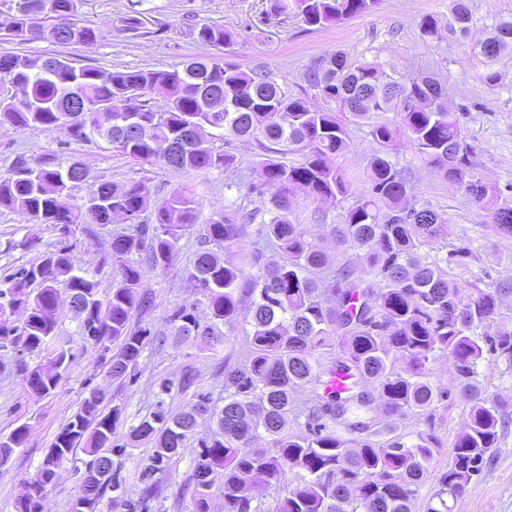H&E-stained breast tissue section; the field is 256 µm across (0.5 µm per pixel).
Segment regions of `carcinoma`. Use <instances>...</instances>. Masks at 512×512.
Listing matches in <instances>:
<instances>
[{
  "mask_svg": "<svg viewBox=\"0 0 512 512\" xmlns=\"http://www.w3.org/2000/svg\"><path fill=\"white\" fill-rule=\"evenodd\" d=\"M383 0H271L270 8L297 11L301 22L318 30L342 19L372 14ZM0 27L19 42L45 40L59 45L92 43L97 31L74 22L77 0H0ZM472 15L467 0H450L448 31L466 37ZM441 20L424 15L422 37H438ZM197 40L220 48L236 34L217 24H202ZM479 46L483 56L498 58L512 49V20L491 26ZM323 106L310 108L300 94L286 92L267 71L240 64H220L192 57L173 70L105 71L75 67L59 57L33 58L0 54V131L66 126L76 141L102 139L112 149L139 162L160 163L188 176L213 169L231 170L235 139H253L262 153L257 165L264 183L278 188L271 207L261 211L215 214L202 225L200 247L187 276L208 309L205 323L185 306L169 315L176 335L195 340L199 350L224 345L223 328L236 323L240 303L250 300V350L244 364L224 373V406L211 407L203 394L171 415L163 404L131 426L134 442L153 447L143 470L145 485L137 501L126 498L121 463L82 489L89 512H100L107 491L126 512H149L154 475L180 456L195 435L196 415L212 409L218 431L200 439L193 459L192 512H210L214 490L224 498V512H264L243 494L278 489L293 471L299 484L280 499L276 512H411L409 503L425 480L435 456L432 434L416 440L381 439L375 419L376 398L391 415H432L435 404L450 394L430 381L429 363L442 352L454 359L457 387L472 401L452 444V462L439 473L426 512H453L456 500L497 447L502 405L475 385L484 353L512 360V333L473 336L475 324L489 321L501 291L480 292L465 302L436 262L418 259L420 247L449 233L447 215L430 206L409 203L406 177L392 161L403 148L436 169L448 185L477 204L489 206L490 223L512 237V199L501 197L482 181L461 116L437 100L443 89L429 73L401 81L377 62H351L336 51L320 58L307 74ZM392 87L379 99L367 91ZM89 106L74 112L76 103ZM394 113V119L384 114ZM363 130L375 144L366 169V187L353 195L352 181L333 160L349 147V126ZM224 146H215V141ZM90 178L84 165L55 156L18 155L0 175V208L18 212L33 224H53L64 240L43 259L11 275L0 289V315L22 309L20 326L0 319V340L22 341L25 351L39 354L53 343L56 321L45 312L62 283L74 296L80 332L101 351H112L107 375L123 383L141 354L156 341L146 327L131 325L133 313L151 301L137 293L148 272H163L180 251L185 228L197 223L200 202L191 191L175 190L157 204L154 221L138 223L135 233H116L104 246L103 264L120 280L105 297L98 282L80 264L70 236L81 224H110L116 212L138 221L150 202L138 182L96 184L79 200L72 191ZM303 189L313 202L342 210L332 227L338 249L356 251L366 267L361 279L348 262L333 257L308 238L289 218L288 194ZM353 202L345 207L349 197ZM261 219L259 235L271 243L278 260L261 263L256 251L227 263L214 248L237 244L238 229ZM329 292L335 304L322 295ZM71 353L54 350L52 375L41 365L17 360V372L39 397L59 385ZM340 374L344 387L319 392L325 374ZM375 386L374 396L369 386ZM312 388L311 405L298 410L294 394ZM124 406L104 411L93 395L85 397L73 418L56 435L55 452L29 480L47 492L64 462L81 451L91 471L102 458L119 454L112 434ZM304 424H298L299 420ZM29 427L21 424L0 436V455L24 447ZM265 437L269 447L253 442Z\"/></svg>",
  "mask_w": 512,
  "mask_h": 512,
  "instance_id": "1",
  "label": "carcinoma"
}]
</instances>
